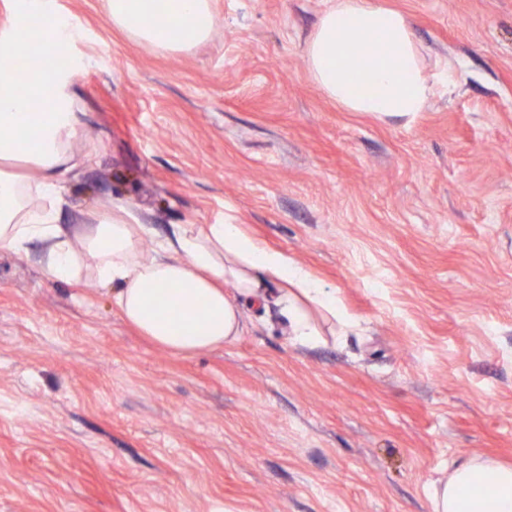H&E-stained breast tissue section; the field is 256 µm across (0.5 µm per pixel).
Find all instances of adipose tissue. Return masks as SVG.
Returning a JSON list of instances; mask_svg holds the SVG:
<instances>
[{
    "instance_id": "ef3b65f1",
    "label": "adipose tissue",
    "mask_w": 512,
    "mask_h": 512,
    "mask_svg": "<svg viewBox=\"0 0 512 512\" xmlns=\"http://www.w3.org/2000/svg\"><path fill=\"white\" fill-rule=\"evenodd\" d=\"M113 27L138 43L183 52L214 29L211 0H106ZM156 15L154 24L142 19ZM376 37L365 79H349L341 61L350 39ZM39 38L45 65L18 74L16 48ZM77 34L54 17L49 0H17L0 33V250L40 247L54 279L91 280L111 288L123 320L175 355L222 348L242 331L244 306H274L304 344L320 341L317 317L351 326L336 298L287 254L248 236L238 224H179L156 238L125 205L103 204L88 224L65 226L62 184L89 161L77 152L83 112L74 72L54 60L69 56ZM305 55L316 85L350 112L411 117L423 111L436 80L420 61L410 18L379 0H333L310 35ZM155 237L152 250L143 242ZM432 512H512V467L479 457L453 465L429 489Z\"/></svg>"
}]
</instances>
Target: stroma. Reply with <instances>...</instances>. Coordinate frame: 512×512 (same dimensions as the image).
Segmentation results:
<instances>
[{
  "mask_svg": "<svg viewBox=\"0 0 512 512\" xmlns=\"http://www.w3.org/2000/svg\"><path fill=\"white\" fill-rule=\"evenodd\" d=\"M53 2L96 147L62 223L112 200L161 234L242 225L356 326L306 345L250 308L224 348L174 355L110 288L1 251L0 512H432L452 462L512 465V0H381L438 78L410 119L314 83L329 0H213L180 53L103 0Z\"/></svg>",
  "mask_w": 512,
  "mask_h": 512,
  "instance_id": "stroma-1",
  "label": "stroma"
}]
</instances>
